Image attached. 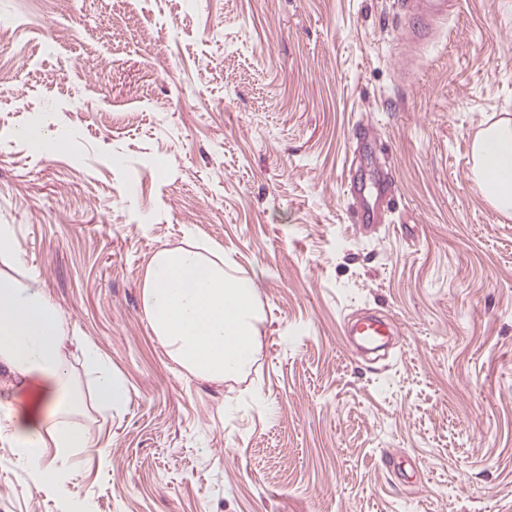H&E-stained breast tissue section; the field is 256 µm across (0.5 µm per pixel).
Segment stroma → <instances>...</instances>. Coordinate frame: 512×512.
<instances>
[{
	"instance_id": "stroma-1",
	"label": "stroma",
	"mask_w": 512,
	"mask_h": 512,
	"mask_svg": "<svg viewBox=\"0 0 512 512\" xmlns=\"http://www.w3.org/2000/svg\"><path fill=\"white\" fill-rule=\"evenodd\" d=\"M406 23L394 0H0V224L129 387L43 488L0 369V512H512V218L470 155L512 113V0H456L414 66ZM364 131L395 193L368 228ZM188 231L263 274L244 381L182 371L142 311ZM364 312L399 329L374 360L342 342Z\"/></svg>"
}]
</instances>
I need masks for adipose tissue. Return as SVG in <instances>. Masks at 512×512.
Wrapping results in <instances>:
<instances>
[{"instance_id":"ef3b65f1","label":"adipose tissue","mask_w":512,"mask_h":512,"mask_svg":"<svg viewBox=\"0 0 512 512\" xmlns=\"http://www.w3.org/2000/svg\"><path fill=\"white\" fill-rule=\"evenodd\" d=\"M471 179L503 216L512 215V117L481 129L473 140ZM14 228L0 224V365L33 397L13 421L15 445L33 463L39 483L56 482L44 466L48 451L65 457L88 447L80 424L89 408L121 412L129 399L121 374L92 345L81 346L73 365V338L62 315L40 286L37 272H20ZM141 307L168 356L205 382H240L257 360L260 325L256 276L241 273L223 249L193 241L158 249L141 286ZM93 381L85 397L82 377Z\"/></svg>"}]
</instances>
